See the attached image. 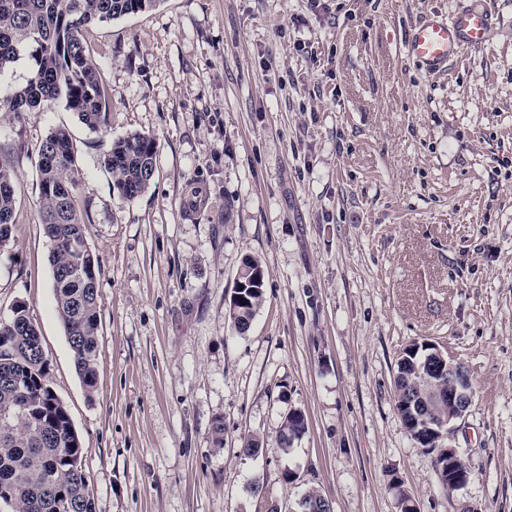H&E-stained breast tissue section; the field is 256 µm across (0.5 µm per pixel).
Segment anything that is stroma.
<instances>
[{
	"mask_svg": "<svg viewBox=\"0 0 512 512\" xmlns=\"http://www.w3.org/2000/svg\"><path fill=\"white\" fill-rule=\"evenodd\" d=\"M458 2L161 0L89 28L106 128L61 102L0 112L16 200L0 317L28 306L96 512H290L311 488L333 512H399L396 479L421 512H512V0H491L492 41L442 74L403 48L423 13ZM56 128L101 267L90 390L38 218L37 154ZM132 133L157 152L129 201L102 160ZM248 256L264 303L241 335L227 309ZM424 340L474 392L452 438L470 478L453 493L396 409L397 361ZM293 409L307 431L286 454ZM251 436L263 446L247 457Z\"/></svg>",
	"mask_w": 512,
	"mask_h": 512,
	"instance_id": "35a3bbf8",
	"label": "stroma"
}]
</instances>
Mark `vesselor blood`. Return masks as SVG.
I'll return each instance as SVG.
<instances>
[{
  "instance_id": "vessel-or-blood-1",
  "label": "vessel or blood",
  "mask_w": 512,
  "mask_h": 512,
  "mask_svg": "<svg viewBox=\"0 0 512 512\" xmlns=\"http://www.w3.org/2000/svg\"><path fill=\"white\" fill-rule=\"evenodd\" d=\"M494 29L486 0H467L452 17L430 12L409 30L405 49L409 57L429 74L445 71L464 49L484 46Z\"/></svg>"
}]
</instances>
